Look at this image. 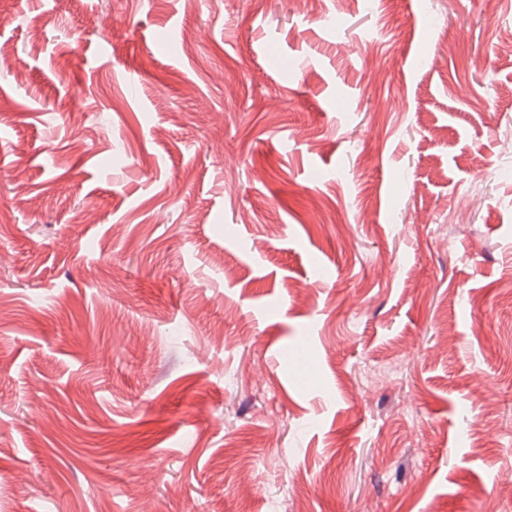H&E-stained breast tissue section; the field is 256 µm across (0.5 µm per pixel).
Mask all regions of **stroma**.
<instances>
[{
  "label": "stroma",
  "instance_id": "35a3bbf8",
  "mask_svg": "<svg viewBox=\"0 0 512 512\" xmlns=\"http://www.w3.org/2000/svg\"><path fill=\"white\" fill-rule=\"evenodd\" d=\"M507 29L0 0V512L512 505Z\"/></svg>",
  "mask_w": 512,
  "mask_h": 512
}]
</instances>
